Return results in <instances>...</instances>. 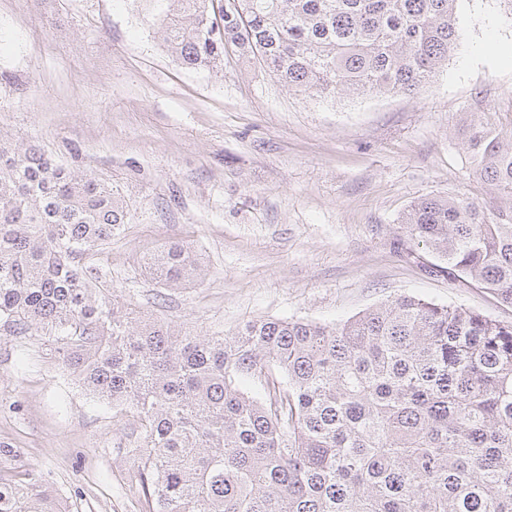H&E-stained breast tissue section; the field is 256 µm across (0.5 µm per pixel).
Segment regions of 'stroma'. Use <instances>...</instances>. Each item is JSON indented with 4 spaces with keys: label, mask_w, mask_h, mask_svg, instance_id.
<instances>
[{
    "label": "stroma",
    "mask_w": 512,
    "mask_h": 512,
    "mask_svg": "<svg viewBox=\"0 0 512 512\" xmlns=\"http://www.w3.org/2000/svg\"><path fill=\"white\" fill-rule=\"evenodd\" d=\"M156 0H0V134L117 185L128 222L101 247L120 302L186 333L249 320L340 323L406 294L512 321L449 280L398 225L416 199L490 189L466 150L467 113L512 135V0H458L457 49L414 95L320 96L226 47L184 68L153 24ZM201 257L167 287L147 256ZM132 417L92 401L41 336L0 333V441L11 468L72 512H146L125 478Z\"/></svg>",
    "instance_id": "35a3bbf8"
}]
</instances>
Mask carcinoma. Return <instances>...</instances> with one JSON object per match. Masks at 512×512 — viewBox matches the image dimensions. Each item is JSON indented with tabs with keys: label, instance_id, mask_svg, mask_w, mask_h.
Returning a JSON list of instances; mask_svg holds the SVG:
<instances>
[{
	"label": "carcinoma",
	"instance_id": "cac0c4a2",
	"mask_svg": "<svg viewBox=\"0 0 512 512\" xmlns=\"http://www.w3.org/2000/svg\"><path fill=\"white\" fill-rule=\"evenodd\" d=\"M163 2L184 67L217 68L231 44L304 92H413L459 40L457 0ZM468 149L507 206L423 198L400 229L512 307V137L472 118ZM126 223L116 188L0 142V328L45 337L88 395L137 419L147 512H512V322L399 295L338 324L177 333L101 281L93 248ZM144 268L185 282L198 258L174 244ZM0 512L70 510L0 476Z\"/></svg>",
	"mask_w": 512,
	"mask_h": 512
}]
</instances>
